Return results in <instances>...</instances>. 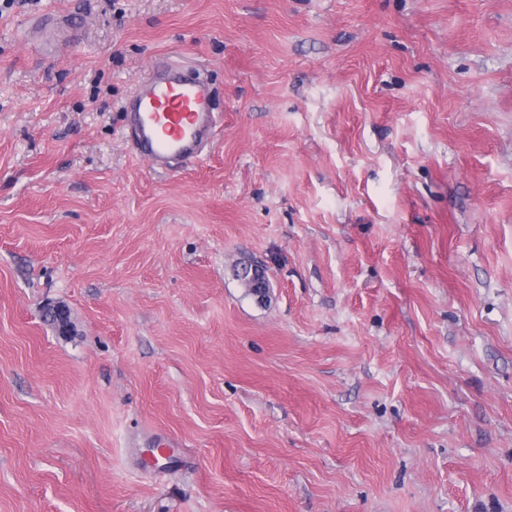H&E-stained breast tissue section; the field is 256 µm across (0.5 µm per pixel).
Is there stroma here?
<instances>
[{"mask_svg":"<svg viewBox=\"0 0 512 512\" xmlns=\"http://www.w3.org/2000/svg\"><path fill=\"white\" fill-rule=\"evenodd\" d=\"M0 512H512V0H0ZM124 108L136 131V154L158 173L166 171L172 154L196 161L200 143L215 136L209 86L164 64L153 67L150 80Z\"/></svg>","mask_w":512,"mask_h":512,"instance_id":"stroma-1","label":"stroma"}]
</instances>
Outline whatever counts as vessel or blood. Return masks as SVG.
I'll return each instance as SVG.
<instances>
[{
	"label": "vessel or blood",
	"mask_w": 512,
	"mask_h": 512,
	"mask_svg": "<svg viewBox=\"0 0 512 512\" xmlns=\"http://www.w3.org/2000/svg\"><path fill=\"white\" fill-rule=\"evenodd\" d=\"M125 113L136 131L137 155L159 173L173 154L196 161L200 143L215 136L209 86L163 64L126 101Z\"/></svg>",
	"instance_id": "vessel-or-blood-1"
}]
</instances>
